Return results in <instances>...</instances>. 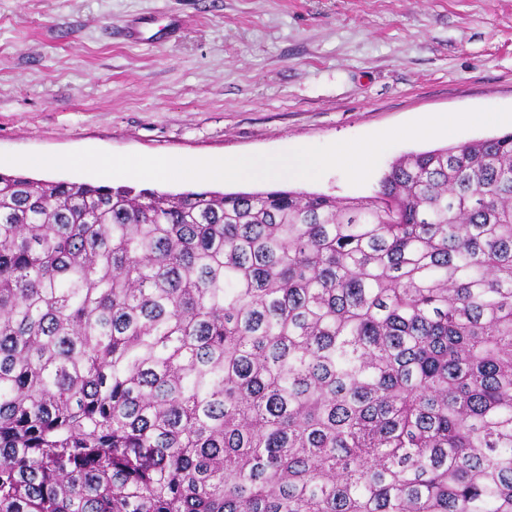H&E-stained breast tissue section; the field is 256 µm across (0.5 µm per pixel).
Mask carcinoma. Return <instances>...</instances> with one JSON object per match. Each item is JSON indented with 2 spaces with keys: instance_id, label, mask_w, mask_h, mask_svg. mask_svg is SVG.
I'll return each instance as SVG.
<instances>
[{
  "instance_id": "cac0c4a2",
  "label": "carcinoma",
  "mask_w": 512,
  "mask_h": 512,
  "mask_svg": "<svg viewBox=\"0 0 512 512\" xmlns=\"http://www.w3.org/2000/svg\"><path fill=\"white\" fill-rule=\"evenodd\" d=\"M0 512H512V134L347 201L0 173Z\"/></svg>"
}]
</instances>
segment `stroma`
Instances as JSON below:
<instances>
[{"label":"stroma","mask_w":512,"mask_h":512,"mask_svg":"<svg viewBox=\"0 0 512 512\" xmlns=\"http://www.w3.org/2000/svg\"><path fill=\"white\" fill-rule=\"evenodd\" d=\"M146 19L161 31L135 41ZM491 108H512V0H0V154H272ZM510 132L397 143L361 185L282 186L371 197L399 157Z\"/></svg>","instance_id":"35a3bbf8"}]
</instances>
